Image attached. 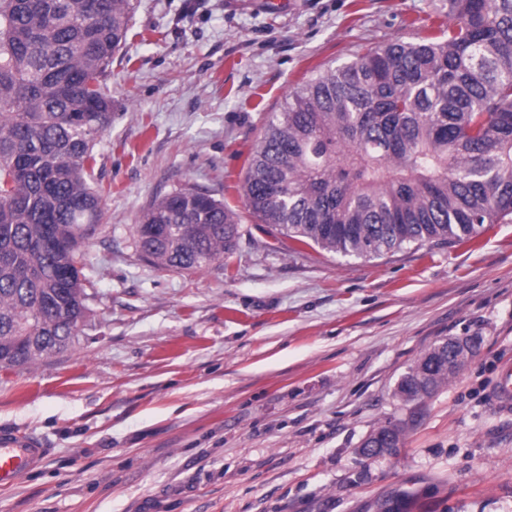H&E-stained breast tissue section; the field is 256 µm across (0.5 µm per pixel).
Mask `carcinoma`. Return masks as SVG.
Segmentation results:
<instances>
[{"instance_id":"1","label":"carcinoma","mask_w":512,"mask_h":512,"mask_svg":"<svg viewBox=\"0 0 512 512\" xmlns=\"http://www.w3.org/2000/svg\"><path fill=\"white\" fill-rule=\"evenodd\" d=\"M438 35L318 73L269 120L245 177L263 223L343 257L456 242L512 215V0H439ZM132 0H0V368L68 350L87 318L82 247L102 217L93 150ZM156 269L203 270L237 214L184 186L142 210ZM436 342L402 375L406 404Z\"/></svg>"}]
</instances>
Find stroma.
<instances>
[{"label": "stroma", "mask_w": 512, "mask_h": 512, "mask_svg": "<svg viewBox=\"0 0 512 512\" xmlns=\"http://www.w3.org/2000/svg\"><path fill=\"white\" fill-rule=\"evenodd\" d=\"M437 0H134L95 148L103 213L72 348L0 370V430L49 453L0 512H512V221L363 260L271 231L244 181L267 121L319 72L447 23ZM193 185L235 211L202 271L144 261L135 224ZM479 351L416 409L396 397L434 342ZM409 420L400 454L364 437ZM493 401L496 407L503 411L512 410V363L501 365L497 383L493 390Z\"/></svg>", "instance_id": "35a3bbf8"}]
</instances>
